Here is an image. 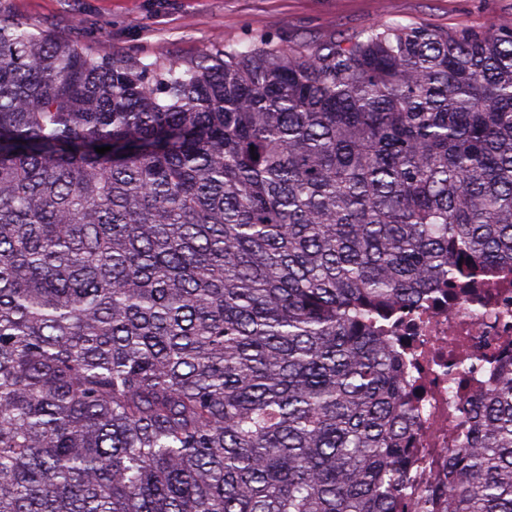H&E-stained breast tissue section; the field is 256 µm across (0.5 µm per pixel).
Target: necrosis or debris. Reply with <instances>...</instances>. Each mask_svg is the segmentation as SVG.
<instances>
[{
    "label": "necrosis or debris",
    "mask_w": 512,
    "mask_h": 512,
    "mask_svg": "<svg viewBox=\"0 0 512 512\" xmlns=\"http://www.w3.org/2000/svg\"><path fill=\"white\" fill-rule=\"evenodd\" d=\"M378 328L388 337L406 336L407 378L417 387V437L413 489H421L428 475L448 473V448L465 435L467 423L458 406L486 388L496 369L491 359L462 384L452 385L446 373L452 354H494L512 347V270L480 273L453 296L436 290L416 306L383 319Z\"/></svg>",
    "instance_id": "obj_1"
}]
</instances>
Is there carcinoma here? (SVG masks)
<instances>
[{"label":"carcinoma","mask_w":512,"mask_h":512,"mask_svg":"<svg viewBox=\"0 0 512 512\" xmlns=\"http://www.w3.org/2000/svg\"><path fill=\"white\" fill-rule=\"evenodd\" d=\"M504 265L512 20L144 63L0 16V512H416L375 324ZM459 413L433 497L512 512V354Z\"/></svg>","instance_id":"carcinoma-1"}]
</instances>
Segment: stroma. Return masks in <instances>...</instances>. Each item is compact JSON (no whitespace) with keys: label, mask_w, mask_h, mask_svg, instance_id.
Wrapping results in <instances>:
<instances>
[{"label":"stroma","mask_w":512,"mask_h":512,"mask_svg":"<svg viewBox=\"0 0 512 512\" xmlns=\"http://www.w3.org/2000/svg\"><path fill=\"white\" fill-rule=\"evenodd\" d=\"M0 15L99 58L191 60L221 44L295 47L385 21L485 27L512 17V0H0Z\"/></svg>","instance_id":"obj_1"}]
</instances>
